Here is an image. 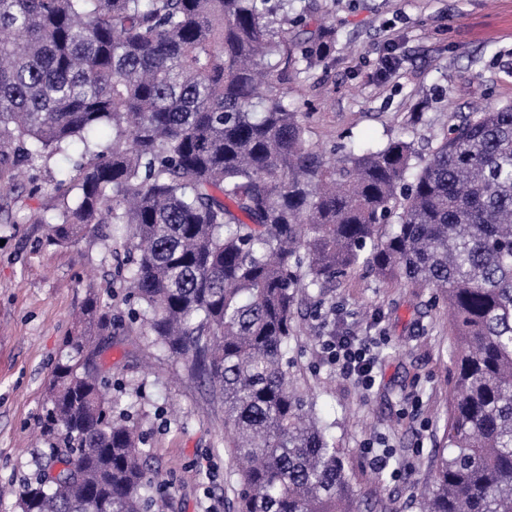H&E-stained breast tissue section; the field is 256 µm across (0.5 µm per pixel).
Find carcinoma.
<instances>
[{"label": "carcinoma", "mask_w": 512, "mask_h": 512, "mask_svg": "<svg viewBox=\"0 0 512 512\" xmlns=\"http://www.w3.org/2000/svg\"><path fill=\"white\" fill-rule=\"evenodd\" d=\"M278 10L288 0H0V174L80 150L51 241L126 229L135 320L224 406L237 512H354L288 341L310 289L359 268L448 304L453 388L421 512H512V103L474 108L423 161L402 138L331 161L288 102L326 34L290 42ZM83 316L19 508L162 512L96 363L112 314L91 297Z\"/></svg>", "instance_id": "1"}]
</instances>
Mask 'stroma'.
<instances>
[{"label":"stroma","instance_id":"35a3bbf8","mask_svg":"<svg viewBox=\"0 0 512 512\" xmlns=\"http://www.w3.org/2000/svg\"><path fill=\"white\" fill-rule=\"evenodd\" d=\"M311 26L336 36L314 78L289 83L288 99L309 118L308 142L386 143L404 138L421 156L469 104L512 101V0H295ZM396 72L377 77L387 49ZM77 152L36 160V193L19 189L0 210V512H20L12 489L42 469L37 421L64 340L89 295L112 315L102 368L110 395L144 438L167 512H236L238 482L224 450V412L183 359L163 350L132 317L137 304L115 269L126 236L104 225L72 245L50 240L57 181L72 178ZM336 327L384 337L380 372L359 388L321 359L318 322L296 319L288 356L340 448L358 512H419L448 421L452 374L448 310L429 291L353 274L324 298ZM391 449L373 469L366 444Z\"/></svg>","mask_w":512,"mask_h":512}]
</instances>
